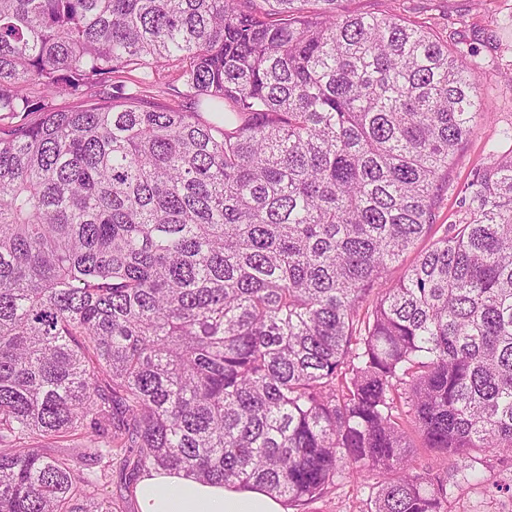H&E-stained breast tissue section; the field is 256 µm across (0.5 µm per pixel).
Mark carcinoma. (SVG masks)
<instances>
[{"label":"carcinoma","instance_id":"obj_1","mask_svg":"<svg viewBox=\"0 0 512 512\" xmlns=\"http://www.w3.org/2000/svg\"><path fill=\"white\" fill-rule=\"evenodd\" d=\"M343 2L0 0V512H113L114 456L448 512L512 460V151L437 223L481 66Z\"/></svg>","mask_w":512,"mask_h":512}]
</instances>
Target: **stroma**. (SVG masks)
I'll return each instance as SVG.
<instances>
[{
	"label": "stroma",
	"instance_id": "1",
	"mask_svg": "<svg viewBox=\"0 0 512 512\" xmlns=\"http://www.w3.org/2000/svg\"><path fill=\"white\" fill-rule=\"evenodd\" d=\"M397 10L404 17L424 22L437 36L464 49H475L483 69L482 94L493 110L481 120L475 133L463 145L448 173V188L442 196L439 223L452 224L461 216L459 187L472 169L486 159L491 143L501 150L512 149L503 142V130H512V0H348L346 7ZM374 478L340 479L320 500L292 508L291 512H365ZM449 512H512V500L493 489L472 487L451 498Z\"/></svg>",
	"mask_w": 512,
	"mask_h": 512
}]
</instances>
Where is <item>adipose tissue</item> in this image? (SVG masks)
Masks as SVG:
<instances>
[{
	"mask_svg": "<svg viewBox=\"0 0 512 512\" xmlns=\"http://www.w3.org/2000/svg\"><path fill=\"white\" fill-rule=\"evenodd\" d=\"M137 512H288L259 488L206 483L184 473L149 470L135 488Z\"/></svg>",
	"mask_w": 512,
	"mask_h": 512,
	"instance_id": "1",
	"label": "adipose tissue"
}]
</instances>
